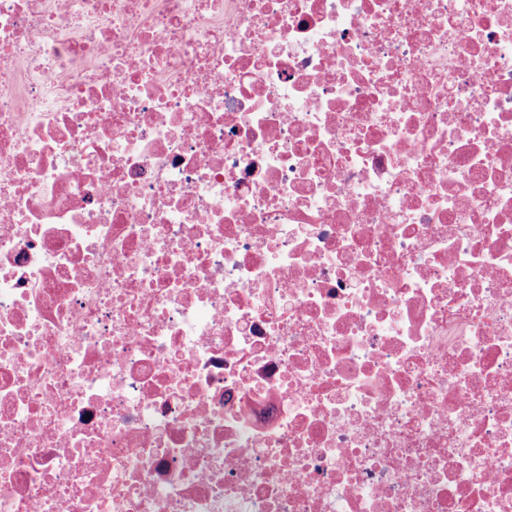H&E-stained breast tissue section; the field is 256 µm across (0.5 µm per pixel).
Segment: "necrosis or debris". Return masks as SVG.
<instances>
[{
    "mask_svg": "<svg viewBox=\"0 0 512 512\" xmlns=\"http://www.w3.org/2000/svg\"><path fill=\"white\" fill-rule=\"evenodd\" d=\"M0 512H512V0H0Z\"/></svg>",
    "mask_w": 512,
    "mask_h": 512,
    "instance_id": "1",
    "label": "necrosis or debris"
}]
</instances>
